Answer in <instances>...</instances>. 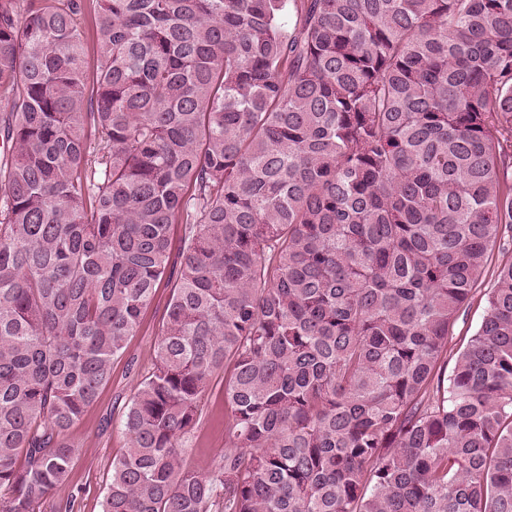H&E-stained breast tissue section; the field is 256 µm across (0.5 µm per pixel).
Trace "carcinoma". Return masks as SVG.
Segmentation results:
<instances>
[{"instance_id":"carcinoma-1","label":"carcinoma","mask_w":512,"mask_h":512,"mask_svg":"<svg viewBox=\"0 0 512 512\" xmlns=\"http://www.w3.org/2000/svg\"><path fill=\"white\" fill-rule=\"evenodd\" d=\"M0 89V512L161 283L103 512H512V0H0ZM483 291L484 285L481 287V290H478V293L476 294L475 297V301L472 307L470 308L467 316H465L464 319H460L454 328V339L453 342L449 345V348H453L454 352H452L450 356H448V365L446 371L448 375L451 373L454 367L455 356L453 355V353H455L456 348L460 346L465 336L467 339L474 333V331L477 329L481 322L484 306V299H481ZM460 339H462L461 342ZM193 450L186 457L190 469H204L224 449V373L206 394L203 419L195 433Z\"/></svg>"}]
</instances>
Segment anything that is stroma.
Returning <instances> with one entry per match:
<instances>
[{
	"instance_id": "1",
	"label": "stroma",
	"mask_w": 512,
	"mask_h": 512,
	"mask_svg": "<svg viewBox=\"0 0 512 512\" xmlns=\"http://www.w3.org/2000/svg\"><path fill=\"white\" fill-rule=\"evenodd\" d=\"M169 297V287L157 288L138 333L129 341L125 357L113 361L110 382L69 432V439L78 450L70 484L79 491L70 512L103 510L112 462L127 446L124 433L113 428L112 422L122 415L142 376L152 367L159 326ZM223 448L224 380L219 377L205 396L202 423L186 464L192 469L206 468Z\"/></svg>"
}]
</instances>
